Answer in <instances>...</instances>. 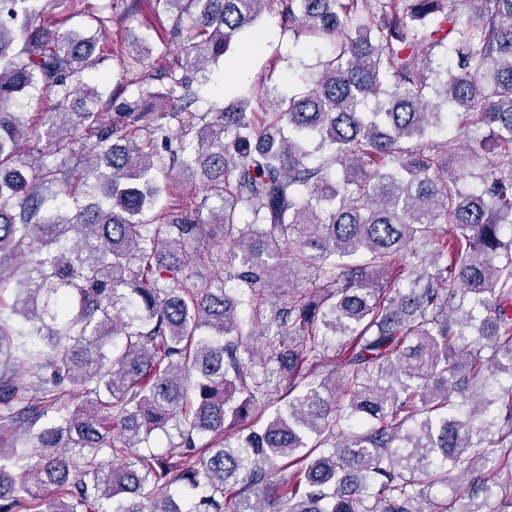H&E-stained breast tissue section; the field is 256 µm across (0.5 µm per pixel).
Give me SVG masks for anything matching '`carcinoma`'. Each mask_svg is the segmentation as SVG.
<instances>
[{
    "label": "carcinoma",
    "instance_id": "cac0c4a2",
    "mask_svg": "<svg viewBox=\"0 0 512 512\" xmlns=\"http://www.w3.org/2000/svg\"><path fill=\"white\" fill-rule=\"evenodd\" d=\"M33 2L0 0V405L17 407L0 420L50 422L33 487L14 475L30 449L0 443V512H425L437 485V512H482L456 507L466 481L512 507V0H155L177 61L138 40L112 54L119 87L152 66L147 100L88 86L98 33L36 25ZM268 10L332 50L199 111ZM36 94L55 105L35 120ZM42 125L36 158L22 142ZM166 165L222 201L236 287L187 284L208 225L157 209ZM290 257L316 285L267 311ZM267 397L260 429L230 432ZM171 422L167 454L132 453Z\"/></svg>",
    "mask_w": 512,
    "mask_h": 512
}]
</instances>
